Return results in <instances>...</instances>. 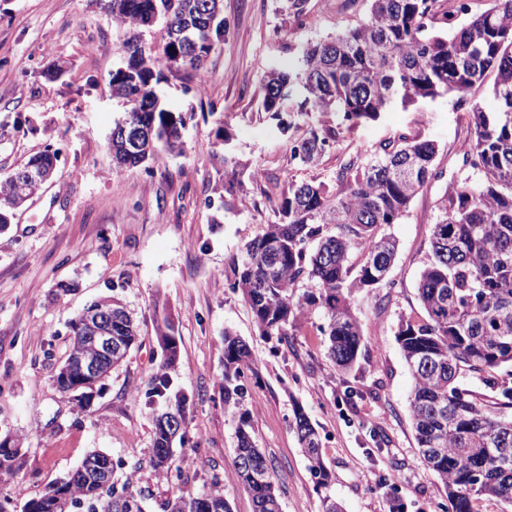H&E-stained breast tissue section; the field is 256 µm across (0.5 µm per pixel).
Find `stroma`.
<instances>
[{
    "label": "stroma",
    "instance_id": "stroma-1",
    "mask_svg": "<svg viewBox=\"0 0 512 512\" xmlns=\"http://www.w3.org/2000/svg\"><path fill=\"white\" fill-rule=\"evenodd\" d=\"M368 9V0H307L296 18L284 0H222L226 32L207 59L209 82L181 71L162 86L168 106L187 118L182 154L128 170L115 166L109 147L124 111L110 84L122 55L111 14L98 0H0V181L46 146L60 151L53 181L0 232V437H22L26 452L18 471L0 474L9 512H22L95 449L122 461L118 478L136 472L146 512H162L173 489L197 495L217 483L231 512H254L249 490L231 476L243 412L272 463L282 512H322L327 495L346 512H388L393 495L406 512H435L445 502L418 458L412 379L395 332L400 318L423 314L416 285L439 200L465 174L467 116L448 96L397 103L303 167L290 142L321 115L300 110L292 94L281 109L286 131L262 109L272 69L298 66L304 45L357 24ZM54 62L65 71L46 78ZM402 134L437 144L441 176L389 228L399 242L390 273L398 287L354 297L365 352L344 372L327 353L321 313L301 318L288 340L264 335L232 286L233 261L277 221L289 181L337 190L342 163ZM228 144L238 162L233 176L224 171ZM113 296L138 323L141 341L82 407L53 382L67 357L68 323ZM164 318L179 346L172 377L194 398L188 441L175 446L178 469L167 477L149 465L154 424L145 396L163 361L156 325ZM228 329L259 361V377L246 380L234 413L224 408ZM298 405L320 434L328 488L316 487L290 428Z\"/></svg>",
    "mask_w": 512,
    "mask_h": 512
}]
</instances>
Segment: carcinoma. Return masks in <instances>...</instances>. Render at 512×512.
Listing matches in <instances>:
<instances>
[{"label": "carcinoma", "mask_w": 512, "mask_h": 512, "mask_svg": "<svg viewBox=\"0 0 512 512\" xmlns=\"http://www.w3.org/2000/svg\"><path fill=\"white\" fill-rule=\"evenodd\" d=\"M367 17L335 36L307 44L296 70L273 69L264 83L262 106L280 119L284 99L299 87L301 107L338 117L336 124L310 126L291 143L294 160L313 164L358 122L374 119L389 104L392 83L404 88L403 101L442 95L467 101L471 90L495 74L492 93L498 109L489 111L468 101L471 139L462 149L464 166L478 174L465 177L441 198L439 218L431 225L430 255L417 283L425 317L400 319L395 333L408 366L412 388L409 412L420 460L443 485L449 512H479V503L497 499L512 504V0H489L460 27L448 30L449 14L442 0H370ZM206 0H106L115 25L124 31L123 56L112 72V96L145 102L166 82L168 59L182 54L180 68L205 69L214 47L224 42L221 12L211 15L210 31L198 25ZM161 25L163 56L158 58L142 33ZM150 134L140 148L112 137L116 166L137 168L162 154L183 152L182 112L165 102L143 113ZM437 146L418 135H401L367 159L351 158L336 175L341 190L332 195L322 183L289 188L278 205L279 218L245 246L234 260L233 288L241 291L267 336L288 339L300 317L321 312V330L328 336V354L349 370L362 357L363 337L353 312L354 294L395 287L390 272L398 243L383 227L399 223L413 199L438 177ZM60 158L47 146L0 182V229L14 219L33 189L22 179L28 170L49 176ZM300 281L312 290L294 291ZM112 310V338L126 358L140 340L126 308L117 300H99L87 309ZM161 365L148 379L149 402L164 408L153 417L150 467L166 475L174 465L169 448L175 435L169 419L185 422L190 398L174 386ZM256 373L257 360L239 336L224 331V406L239 407L246 372ZM478 376L498 395L490 402L470 389L466 378ZM290 427L308 461L318 487L331 481L317 429L297 406ZM233 477L250 491L255 512H281L270 464L252 436L247 414L239 416ZM136 472L103 490L88 467L68 476L70 497L85 503V512H118L108 504L133 499L145 512L136 489ZM231 512L224 490L198 496L174 493L164 512ZM23 512H73L52 488L29 501Z\"/></svg>", "instance_id": "obj_1"}]
</instances>
